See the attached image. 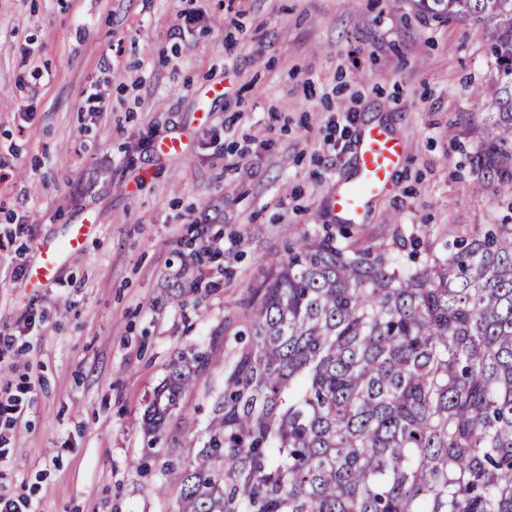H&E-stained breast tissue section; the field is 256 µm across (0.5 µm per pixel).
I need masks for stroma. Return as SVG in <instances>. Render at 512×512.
<instances>
[{"label":"stroma","instance_id":"35a3bbf8","mask_svg":"<svg viewBox=\"0 0 512 512\" xmlns=\"http://www.w3.org/2000/svg\"><path fill=\"white\" fill-rule=\"evenodd\" d=\"M201 19L182 38L181 12ZM478 24L412 0H0V396L28 382L22 421H0V496L30 512H177L142 472V415L178 353L212 365L156 450L199 447L224 362L287 225L336 227L362 128L387 126L408 160L355 224L360 248L448 240L512 224L474 193L468 133L494 75ZM220 83L207 121L199 92ZM98 85L108 112L84 113ZM187 134L188 150L155 151ZM96 230L57 278L28 279L41 240L86 214ZM33 330L17 333L21 314Z\"/></svg>","mask_w":512,"mask_h":512}]
</instances>
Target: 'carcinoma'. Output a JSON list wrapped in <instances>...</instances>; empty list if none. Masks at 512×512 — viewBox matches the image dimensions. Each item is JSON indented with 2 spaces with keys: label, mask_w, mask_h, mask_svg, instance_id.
Returning a JSON list of instances; mask_svg holds the SVG:
<instances>
[{
  "label": "carcinoma",
  "mask_w": 512,
  "mask_h": 512,
  "mask_svg": "<svg viewBox=\"0 0 512 512\" xmlns=\"http://www.w3.org/2000/svg\"><path fill=\"white\" fill-rule=\"evenodd\" d=\"M487 30L496 80L472 188L512 197V0H418ZM304 235L252 288L202 446L168 462L178 512H512V224L405 267ZM211 363L179 355L159 434Z\"/></svg>",
  "instance_id": "1"
}]
</instances>
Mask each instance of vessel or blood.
<instances>
[{
	"label": "vessel or blood",
	"mask_w": 512,
	"mask_h": 512,
	"mask_svg": "<svg viewBox=\"0 0 512 512\" xmlns=\"http://www.w3.org/2000/svg\"><path fill=\"white\" fill-rule=\"evenodd\" d=\"M356 159L357 182L338 188L333 197L334 209L348 222L361 217L371 199L391 188L393 175L404 162V148L386 127L375 125L365 132ZM91 228L87 220L74 225L64 243L39 245L40 261L34 278L41 283L53 279L60 259L79 254Z\"/></svg>",
	"instance_id": "b4317fda"
}]
</instances>
